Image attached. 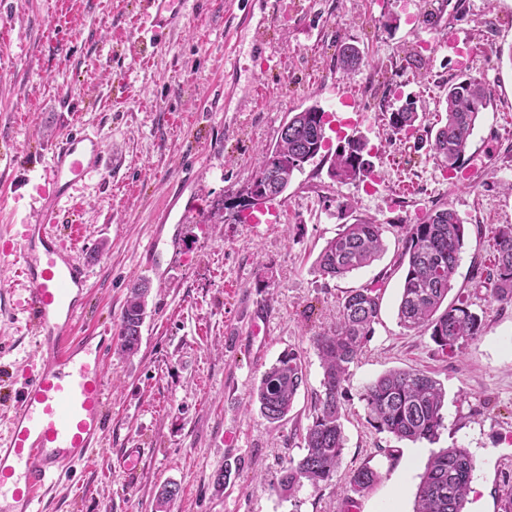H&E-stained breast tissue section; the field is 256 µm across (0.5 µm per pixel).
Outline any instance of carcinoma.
<instances>
[{
  "label": "carcinoma",
  "mask_w": 512,
  "mask_h": 512,
  "mask_svg": "<svg viewBox=\"0 0 512 512\" xmlns=\"http://www.w3.org/2000/svg\"><path fill=\"white\" fill-rule=\"evenodd\" d=\"M487 101L486 88L474 78L448 87L446 121L436 129L431 149L443 166L455 171L463 162L479 113ZM318 107L311 106L288 119V131L278 130L273 145L262 149L257 170L244 194L278 183L280 195L294 172L314 159L325 138L317 121ZM422 120L412 106L388 113V125L395 133L407 132ZM367 143L361 137L346 140L332 158L331 175L340 183L362 180L370 174L365 158ZM383 225L358 220L342 225L337 235L321 249L316 259L325 277L344 278L368 267L383 252ZM495 275L490 296L499 303H512V224L493 231ZM465 226L447 204L431 211L419 222L409 224L401 253L405 276L398 304L400 325L429 335L437 350L453 353L481 334L482 319L471 306L458 301L444 304L451 290V278L464 246ZM380 287L374 284L349 290L339 303L336 324L313 337L321 361V390L315 394L312 421L301 434L302 454L281 470L271 490L290 499L308 484L314 488L332 484L341 465L345 436L344 396L350 366L373 333L379 313ZM149 286L145 282L129 288L119 323L121 351L137 352L141 326L146 314ZM306 383L299 351L289 348L261 375L250 401L271 423L283 421ZM446 391L434 377L415 369H392L367 384L361 394L369 421L381 432L399 441L436 443L445 429ZM476 460L466 448H441L431 453L417 486L413 512H464ZM381 478L380 472L365 464L346 478V488L361 493Z\"/></svg>",
  "instance_id": "carcinoma-1"
}]
</instances>
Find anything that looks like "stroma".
Listing matches in <instances>:
<instances>
[{
	"label": "stroma",
	"mask_w": 512,
	"mask_h": 512,
	"mask_svg": "<svg viewBox=\"0 0 512 512\" xmlns=\"http://www.w3.org/2000/svg\"><path fill=\"white\" fill-rule=\"evenodd\" d=\"M187 0L170 31L144 39L143 0H0V220L24 223L55 143L98 132L109 168L87 180L55 216L61 236L91 272L79 329L118 324L133 283L150 284L136 354L111 348L112 424L104 448H144L136 477L101 457L62 474L46 512H158L157 492L177 483L169 512H412L433 447L474 456L477 488L467 512H502L512 494V303L489 296L493 230L512 224V0ZM457 52H449L448 43ZM355 45L356 71L337 63ZM470 64L458 65L459 55ZM467 77L490 94L461 169L435 158L429 124L444 118L449 85ZM414 101L424 121L408 135L385 119ZM316 106L329 116L330 149L295 172L274 202L278 221H219L225 200L252 180L260 152L289 114ZM363 137L373 172L363 182L330 175L331 148ZM26 178L23 199L13 186ZM449 204L465 244L449 301L466 299L480 336L444 356L397 317L405 274V227ZM370 219L385 250L342 279L316 258L340 225ZM178 235L167 270L147 268L153 226ZM0 263V371L37 360ZM384 278L379 319L351 368L340 482L304 486L283 499L270 485L301 453L300 435L322 368L313 336L336 319L345 291ZM269 287H261V280ZM307 381L287 421L269 423L249 395L287 348ZM421 369L448 392L437 445L396 440L368 421L361 393L392 369ZM233 443H225V434ZM381 480L346 495L344 475L362 465ZM230 473L216 484L220 470Z\"/></svg>",
	"instance_id": "1"
}]
</instances>
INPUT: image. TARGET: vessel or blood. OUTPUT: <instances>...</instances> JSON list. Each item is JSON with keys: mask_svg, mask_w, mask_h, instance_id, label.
<instances>
[{"mask_svg": "<svg viewBox=\"0 0 512 512\" xmlns=\"http://www.w3.org/2000/svg\"><path fill=\"white\" fill-rule=\"evenodd\" d=\"M186 0H148L147 31H169ZM107 165L99 135L63 136L44 168L49 186L30 219L15 232H0V258L13 266L35 332L40 363L25 376L0 436V512H41L46 492L62 472L87 460L112 419L105 357L112 339L76 333L90 295L89 269L72 245L59 238L53 221L60 203ZM146 454L122 448L107 456L108 468L135 477Z\"/></svg>", "mask_w": 512, "mask_h": 512, "instance_id": "b4317fda", "label": "vessel or blood"}]
</instances>
